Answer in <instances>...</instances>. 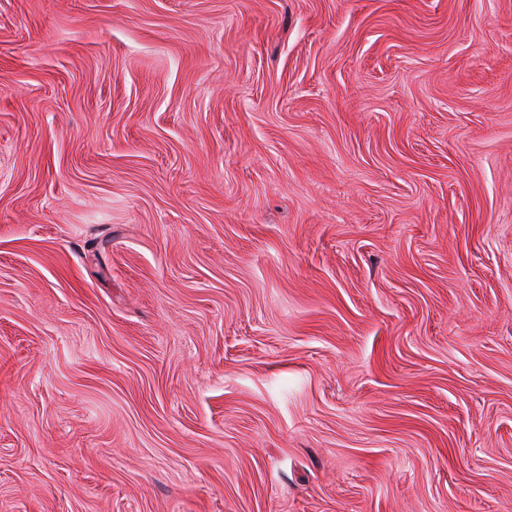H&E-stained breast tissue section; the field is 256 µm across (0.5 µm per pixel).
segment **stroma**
<instances>
[{"label":"stroma","instance_id":"35a3bbf8","mask_svg":"<svg viewBox=\"0 0 512 512\" xmlns=\"http://www.w3.org/2000/svg\"><path fill=\"white\" fill-rule=\"evenodd\" d=\"M0 512H512V0H0Z\"/></svg>","mask_w":512,"mask_h":512}]
</instances>
